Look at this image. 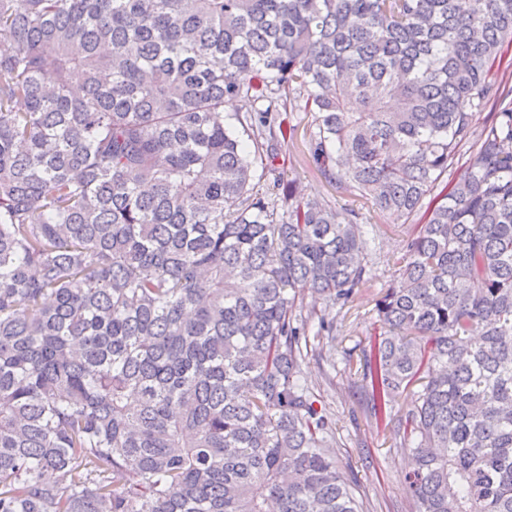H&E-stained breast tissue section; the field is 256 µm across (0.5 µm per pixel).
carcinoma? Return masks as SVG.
<instances>
[{"label":"carcinoma","mask_w":512,"mask_h":512,"mask_svg":"<svg viewBox=\"0 0 512 512\" xmlns=\"http://www.w3.org/2000/svg\"><path fill=\"white\" fill-rule=\"evenodd\" d=\"M507 42L512 0H0V512H361L303 365L368 230L282 110L409 227L354 374L415 512H512Z\"/></svg>","instance_id":"cac0c4a2"}]
</instances>
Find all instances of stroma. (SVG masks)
Returning a JSON list of instances; mask_svg holds the SVG:
<instances>
[{
  "label": "stroma",
  "mask_w": 512,
  "mask_h": 512,
  "mask_svg": "<svg viewBox=\"0 0 512 512\" xmlns=\"http://www.w3.org/2000/svg\"><path fill=\"white\" fill-rule=\"evenodd\" d=\"M277 121L292 132L282 141L276 161L284 178L306 195L358 209L363 223L373 227L365 244L372 279L344 309L341 328L312 340L304 365L309 388L336 423L340 468L355 487L363 512H413L412 492L403 479L411 451L401 445L396 426L376 423L369 398L345 367L347 359H359L369 336L380 330L374 301L395 274L407 229L401 219L349 196L324 178L310 156V114L281 112Z\"/></svg>",
  "instance_id": "35a3bbf8"
}]
</instances>
